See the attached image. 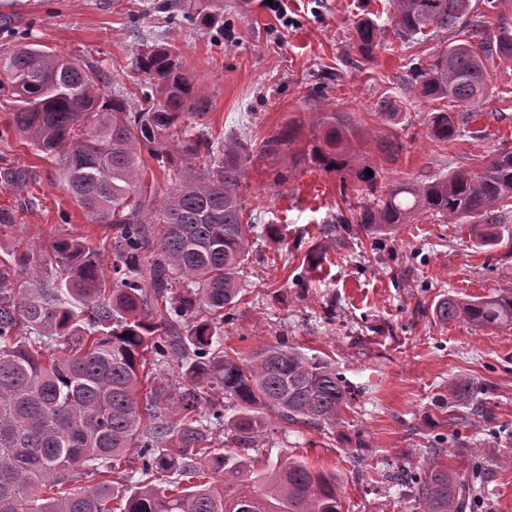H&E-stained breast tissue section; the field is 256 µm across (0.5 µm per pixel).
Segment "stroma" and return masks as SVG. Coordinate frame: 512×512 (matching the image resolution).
<instances>
[{
  "label": "stroma",
  "mask_w": 512,
  "mask_h": 512,
  "mask_svg": "<svg viewBox=\"0 0 512 512\" xmlns=\"http://www.w3.org/2000/svg\"><path fill=\"white\" fill-rule=\"evenodd\" d=\"M283 2L279 14L264 0H0V49L41 44L98 69L103 89L134 106L147 86L131 67L136 54L173 46L210 101L205 122L214 137L234 134L258 148L294 124L301 145L322 113L343 112L358 132L352 152L384 184L478 169L496 150L512 149V64L489 63L491 96L446 145L431 141L427 126L448 101L422 100L403 82L411 57L429 60L463 39L459 29L409 43L390 27V0ZM203 7L218 25H198ZM361 15L384 29L370 62L353 46L351 22ZM384 97L400 103L396 122L372 110ZM9 104L0 91V208L16 218L0 230V248L39 253L70 235L99 245L103 223L68 192L58 163L7 132ZM386 137L400 141L397 156L378 150ZM16 169L27 173L24 186L7 176ZM280 172L285 182H277ZM245 173L247 210L257 224L279 225L280 234L253 239L243 268L248 288L224 326V345L249 352L287 340L327 357L352 395L333 431L279 426L253 469L298 456L337 473L344 512H416L401 474L435 445L449 469L484 483L475 512H512V328L477 329L434 314L448 296L512 289V240L485 247L470 224L424 215L382 236L338 225L347 208L341 189L357 186L354 173L324 172L293 150L252 157ZM317 246L323 261L313 269L304 258ZM459 375L482 387L463 409V426L449 424L435 405Z\"/></svg>",
  "instance_id": "stroma-1"
}]
</instances>
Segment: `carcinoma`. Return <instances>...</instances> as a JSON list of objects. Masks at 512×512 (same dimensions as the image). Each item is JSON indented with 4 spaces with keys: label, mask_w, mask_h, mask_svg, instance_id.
I'll use <instances>...</instances> for the list:
<instances>
[{
    "label": "carcinoma",
    "mask_w": 512,
    "mask_h": 512,
    "mask_svg": "<svg viewBox=\"0 0 512 512\" xmlns=\"http://www.w3.org/2000/svg\"><path fill=\"white\" fill-rule=\"evenodd\" d=\"M391 0L390 24L412 41L426 31L466 29V39L425 62L410 59L408 86L451 109L429 115L428 134L448 143L467 111L490 97L487 61L512 63V13L502 0ZM354 47L372 61L383 29L353 23ZM152 92L131 111L103 90L98 71L33 44L0 52V89L10 90L8 126L58 161L68 191L112 232V259L78 236L38 257L0 256V512H115L112 476L132 484L120 512H343L340 479L287 457L266 475L250 469L272 426L324 432L341 422L351 392L329 360L279 340L242 355L224 348V323L243 291L240 270L256 227L239 189L251 147L234 135L215 142L209 99L176 52L137 54ZM390 122L398 104L384 98ZM351 123L327 112L302 157L327 173L356 164ZM279 130L259 153L295 143ZM152 158L172 185L146 182ZM358 165V164H356ZM358 165L356 211L336 217L369 235L426 214L496 226L512 211V150L479 169L420 182L380 184ZM443 321L512 327V290L441 300ZM175 370L168 383L164 372ZM479 390L459 376L438 407L455 411ZM232 414H227V411ZM225 435L224 450L214 446ZM444 448L424 449L406 474L419 512H474L483 487L448 472ZM96 484L71 489L80 474Z\"/></svg>",
    "instance_id": "cac0c4a2"
}]
</instances>
